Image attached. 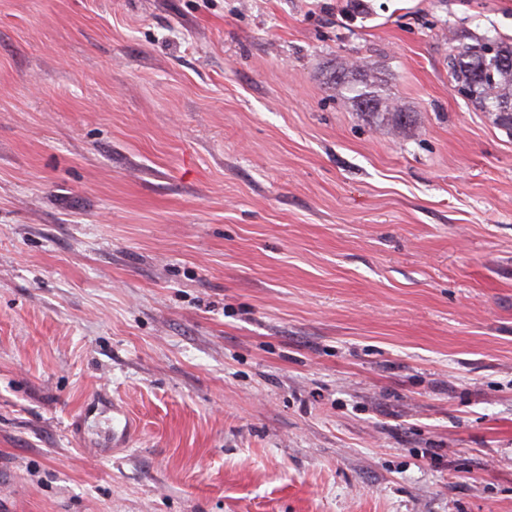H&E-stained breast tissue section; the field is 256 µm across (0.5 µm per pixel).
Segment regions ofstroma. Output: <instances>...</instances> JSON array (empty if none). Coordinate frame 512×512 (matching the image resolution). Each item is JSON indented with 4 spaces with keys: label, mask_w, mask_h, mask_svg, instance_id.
Instances as JSON below:
<instances>
[{
    "label": "stroma",
    "mask_w": 512,
    "mask_h": 512,
    "mask_svg": "<svg viewBox=\"0 0 512 512\" xmlns=\"http://www.w3.org/2000/svg\"><path fill=\"white\" fill-rule=\"evenodd\" d=\"M487 36L512 0H0V512H512ZM505 61L507 66L500 65ZM448 67L471 99L484 111L496 112L502 125L512 128V112H501L503 104L512 106V45L496 38L482 39L464 47Z\"/></svg>",
    "instance_id": "stroma-1"
}]
</instances>
